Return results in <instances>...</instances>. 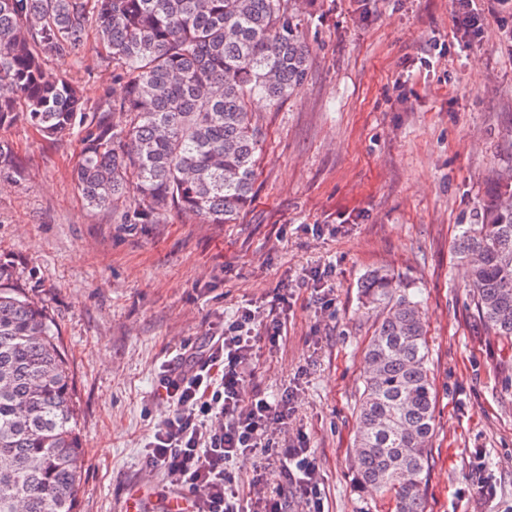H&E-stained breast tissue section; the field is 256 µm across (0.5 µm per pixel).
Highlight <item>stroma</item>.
Wrapping results in <instances>:
<instances>
[{
  "label": "stroma",
  "instance_id": "stroma-1",
  "mask_svg": "<svg viewBox=\"0 0 512 512\" xmlns=\"http://www.w3.org/2000/svg\"><path fill=\"white\" fill-rule=\"evenodd\" d=\"M309 46L300 93L253 104L266 137L251 204L233 224L171 213L147 235L118 231L112 212L88 208L71 171L76 141L0 127L21 164L0 180V259L43 304L73 376L84 468L79 512H125L150 485L146 512L172 491L146 469L144 444L169 414L161 365L202 342L238 308L282 306L279 346L260 339L252 391L298 387L288 435L304 431L324 512H395L357 491L349 465L361 352L378 312L358 284L373 269L420 300L435 378L437 432L427 512H512V342L469 305L453 243L501 170L512 167V56L502 26L471 43L455 33L452 0H298ZM54 70L97 99L109 81L95 38ZM328 285H306L314 269ZM259 458L229 471L280 491L282 512H306L279 468ZM485 478L492 494H480Z\"/></svg>",
  "mask_w": 512,
  "mask_h": 512
}]
</instances>
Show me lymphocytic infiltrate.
<instances>
[{
	"label": "lymphocytic infiltrate",
	"instance_id": "lymphocytic-infiltrate-1",
	"mask_svg": "<svg viewBox=\"0 0 512 512\" xmlns=\"http://www.w3.org/2000/svg\"><path fill=\"white\" fill-rule=\"evenodd\" d=\"M487 3L480 13L473 0H456L457 33L469 36L488 18L512 14V0ZM259 326L269 344L278 345L283 322L276 312L259 316L244 307L159 373L171 412L147 443L145 466L188 490L187 512H281V503L265 496L244 501L228 473L230 462L259 453L276 458L310 512H323L307 434H297L284 448L278 442L294 411L296 389L284 390L274 400L245 392L242 367L256 355Z\"/></svg>",
	"mask_w": 512,
	"mask_h": 512
}]
</instances>
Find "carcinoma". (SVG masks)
<instances>
[{
	"label": "carcinoma",
	"instance_id": "obj_1",
	"mask_svg": "<svg viewBox=\"0 0 512 512\" xmlns=\"http://www.w3.org/2000/svg\"><path fill=\"white\" fill-rule=\"evenodd\" d=\"M295 0H0V126L18 120L80 145L86 204L145 233L170 212L233 224L251 202L263 139L256 97L297 95L309 63ZM95 33L111 83L91 103L46 56H77ZM19 162L0 140V176ZM454 253L477 316L512 340V169ZM381 309L362 356L357 487L426 512L436 395L425 312L377 269L360 282ZM82 448L73 381L54 325L0 261V512H77Z\"/></svg>",
	"mask_w": 512,
	"mask_h": 512
}]
</instances>
